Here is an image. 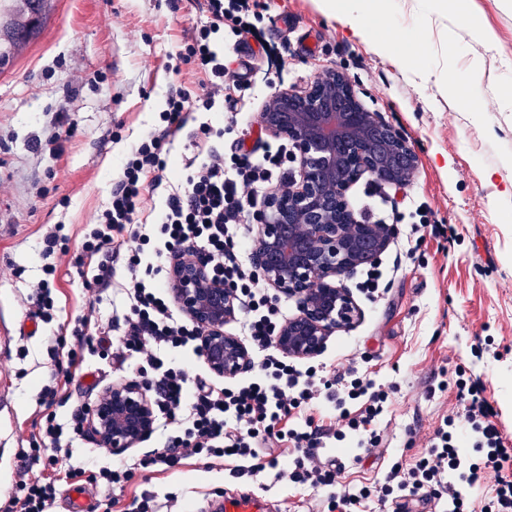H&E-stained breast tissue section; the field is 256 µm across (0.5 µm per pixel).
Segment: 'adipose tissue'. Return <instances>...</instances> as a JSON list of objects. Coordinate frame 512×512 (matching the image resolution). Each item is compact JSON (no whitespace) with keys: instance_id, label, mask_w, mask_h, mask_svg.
Listing matches in <instances>:
<instances>
[{"instance_id":"adipose-tissue-1","label":"adipose tissue","mask_w":512,"mask_h":512,"mask_svg":"<svg viewBox=\"0 0 512 512\" xmlns=\"http://www.w3.org/2000/svg\"><path fill=\"white\" fill-rule=\"evenodd\" d=\"M381 0H316L318 9L327 15L335 16L344 26L348 27L354 36L370 41L382 52H392L398 65L411 68L422 73L423 81H434L440 87L448 88L450 99L457 109L465 112L479 111L478 85L481 81L479 72H471L462 78L447 79V77L431 75L422 68V36H415L405 41L399 48H390L385 41L375 39L374 33L366 23L367 5H379Z\"/></svg>"}]
</instances>
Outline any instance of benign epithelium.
I'll return each mask as SVG.
<instances>
[{
    "mask_svg": "<svg viewBox=\"0 0 512 512\" xmlns=\"http://www.w3.org/2000/svg\"><path fill=\"white\" fill-rule=\"evenodd\" d=\"M265 131L288 140L297 175L288 193L268 197L253 215L252 263L258 275L298 303V314L276 333L286 356L320 355L338 330L353 327L361 310L342 278L378 261L396 233L355 213L347 193L369 175L402 187L418 165L414 147L377 112L364 108L348 75L331 69L301 88H283L260 114ZM170 283L182 312L203 329L200 349L210 370L235 377L251 355L224 323L236 313L235 294L210 276L195 255L176 256ZM156 412L144 387L130 380L105 388L87 409L86 428L104 447L134 448L154 431Z\"/></svg>",
    "mask_w": 512,
    "mask_h": 512,
    "instance_id": "1",
    "label": "benign epithelium"
}]
</instances>
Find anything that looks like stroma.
<instances>
[{"mask_svg":"<svg viewBox=\"0 0 512 512\" xmlns=\"http://www.w3.org/2000/svg\"><path fill=\"white\" fill-rule=\"evenodd\" d=\"M203 19L199 0H53L41 33L0 69V503L17 491L35 421L52 412L68 424L73 410L92 404L100 389L141 378L136 362L113 365L90 344L81 376L58 384L53 404L41 399L43 386L55 382L52 351L63 328L88 313L92 331H106L126 308L123 272L91 295L62 255L54 320H35L24 298L45 277V235L67 237L77 248L108 202L123 155L158 123L170 84L194 82L193 73L176 75L170 66L185 30ZM474 19L492 29L495 50L474 42ZM367 20L391 40L422 31L423 61L433 72L456 76L477 67L480 111H459L439 86L423 84L416 71L353 36L315 0H254L250 32L224 36L225 60L249 67L252 138H265L260 113L276 90L342 70L365 108L398 129L418 154L403 190L408 203L425 205L432 223L453 230L452 237L427 234L410 245L406 223L398 221L380 257L387 273L383 298L373 303L357 293L360 272L344 278L361 320L330 336L321 355L300 362L368 371L390 394L371 454L356 462L351 449L324 451L342 465L341 485L350 490L375 485L392 465L427 452L443 417L460 409L452 385L458 369L480 377L498 423L512 435V197L501 196L512 188V103L497 95L501 84L512 83V9L501 0H470L462 19L433 9L429 0H392ZM228 117L196 113L176 133L168 185L151 194L144 222H156L168 186L178 185L197 157L191 129ZM70 119L76 127L67 137ZM432 384L437 391L430 396ZM159 440L152 433L121 453L87 434L73 440L60 463L84 467L92 478L58 482L49 512H69L77 491L88 512H123L142 493L152 497L149 512H209L225 494L241 491L263 498L266 512H328L329 491L284 477L292 457L287 448L275 449L276 465L253 477H235L232 462L213 459L162 474L138 468ZM131 464L137 470L126 492L97 477L99 470Z\"/></svg>","mask_w":512,"mask_h":512,"instance_id":"35a3bbf8","label":"stroma"}]
</instances>
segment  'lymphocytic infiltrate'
<instances>
[{
    "label": "lymphocytic infiltrate",
    "mask_w": 512,
    "mask_h": 512,
    "mask_svg": "<svg viewBox=\"0 0 512 512\" xmlns=\"http://www.w3.org/2000/svg\"><path fill=\"white\" fill-rule=\"evenodd\" d=\"M250 10L251 0H204V24L190 30L176 53L180 64L199 74L200 81L194 87L170 88L157 128L124 155L109 201L73 254V265L82 272L83 285L91 295L111 283L117 267H124L129 307L117 321L118 340L105 352L116 364L135 359L148 367L163 423L179 430L178 435L167 437L161 449L142 459L141 468L165 472L206 457L235 461L236 475L253 476L264 469L272 448L289 443L295 451L285 473L289 483L314 489L335 487L342 468L325 459L322 448L351 437L356 448L370 452L378 442L370 429L383 414L389 394L354 368L330 377L312 366L298 368L275 346L287 312L259 288L250 262L255 234L247 219L270 190L287 192L292 183L290 152L284 142L246 149L249 125L239 114L237 100L226 94L227 89L242 86L243 80L225 65L219 48L225 22L243 26ZM219 102L231 114L235 138L225 140L223 129L206 122L194 129V144L203 160L187 163L183 184L168 193L152 233H144L139 219L148 195L164 180L173 136L186 126L189 113L212 111ZM220 139L225 147H217ZM151 243L156 246V261L146 265L141 254ZM186 251L202 256L211 277L234 288L244 309L243 334L259 361L256 378L232 385L202 378L191 383L183 368L161 357L164 349L196 346L202 334L196 324L175 317L166 293L155 281L168 256ZM68 252L57 235L45 237L42 256L47 277L28 298L36 317L54 318L49 278L57 271L55 256ZM455 388L463 412L444 418L428 453L411 467L393 465L378 488L365 486L334 497V512H359L369 499L384 503L397 490L428 500L443 488L448 491V512H472L468 491L489 472L495 474L496 485L486 512H512V473L506 470L512 461V443L496 426L497 412L480 380L461 374ZM322 400L334 405L338 423L315 426L302 420V413ZM83 421L79 409L66 428L57 423L55 414L43 415L29 443L33 458L44 456L57 464L64 433L81 435ZM467 439L479 455L477 461L460 453L459 444ZM56 481V475L44 472L20 480L18 495L1 512H47Z\"/></svg>",
    "instance_id": "obj_1"
}]
</instances>
